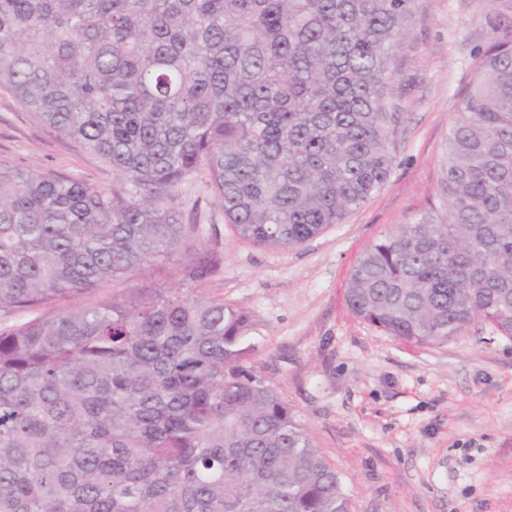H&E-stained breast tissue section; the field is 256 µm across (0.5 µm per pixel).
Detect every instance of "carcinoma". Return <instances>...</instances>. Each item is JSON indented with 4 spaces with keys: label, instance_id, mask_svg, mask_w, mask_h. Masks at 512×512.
Segmentation results:
<instances>
[{
    "label": "carcinoma",
    "instance_id": "1",
    "mask_svg": "<svg viewBox=\"0 0 512 512\" xmlns=\"http://www.w3.org/2000/svg\"><path fill=\"white\" fill-rule=\"evenodd\" d=\"M414 0H0V89L128 188L0 162V310L171 259L197 178L241 239L291 249L388 180ZM440 205L369 247L346 303L397 339L512 335V19L474 56ZM131 288L0 329V512H349L336 471L254 371L252 316Z\"/></svg>",
    "mask_w": 512,
    "mask_h": 512
}]
</instances>
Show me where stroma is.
Masks as SVG:
<instances>
[{"mask_svg":"<svg viewBox=\"0 0 512 512\" xmlns=\"http://www.w3.org/2000/svg\"><path fill=\"white\" fill-rule=\"evenodd\" d=\"M494 0H415L395 86L404 117L387 182L342 224L283 250L239 238L202 182L173 205L218 263L207 293L249 312L251 363L336 470L350 512H512V336L473 321L445 344L398 340L355 317L345 288L356 259L437 202L448 130L492 35ZM0 160L122 185L98 155L0 92ZM177 260L71 294L68 311L124 288L181 287Z\"/></svg>","mask_w":512,"mask_h":512,"instance_id":"stroma-1","label":"stroma"}]
</instances>
